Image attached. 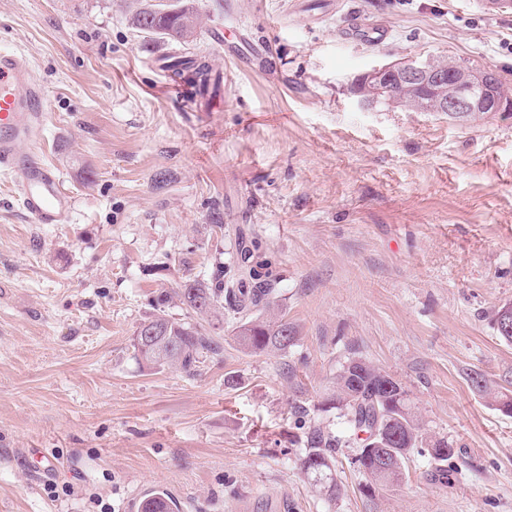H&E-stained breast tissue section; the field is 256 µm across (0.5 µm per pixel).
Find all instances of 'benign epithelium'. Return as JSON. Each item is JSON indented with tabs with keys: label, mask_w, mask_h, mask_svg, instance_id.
Instances as JSON below:
<instances>
[{
	"label": "benign epithelium",
	"mask_w": 512,
	"mask_h": 512,
	"mask_svg": "<svg viewBox=\"0 0 512 512\" xmlns=\"http://www.w3.org/2000/svg\"><path fill=\"white\" fill-rule=\"evenodd\" d=\"M371 85L376 103L379 97L392 93V84L404 83L424 89L416 99L421 112L434 110L452 118H463L486 106V98L495 95L499 74L490 68H462L440 65L435 57L405 58L374 66L361 75ZM361 101L365 106L369 103Z\"/></svg>",
	"instance_id": "1"
}]
</instances>
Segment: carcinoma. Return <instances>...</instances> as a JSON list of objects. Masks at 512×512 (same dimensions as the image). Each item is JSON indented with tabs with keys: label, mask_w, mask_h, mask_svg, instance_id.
I'll return each mask as SVG.
<instances>
[{
	"label": "carcinoma",
	"mask_w": 512,
	"mask_h": 512,
	"mask_svg": "<svg viewBox=\"0 0 512 512\" xmlns=\"http://www.w3.org/2000/svg\"><path fill=\"white\" fill-rule=\"evenodd\" d=\"M129 23L138 32L184 43L197 39L201 28L198 10L192 6L165 11L153 0H141L132 10ZM417 92L407 85L393 89L396 103L385 107H415ZM277 274L272 261L259 250L258 244L240 252V262L211 282L183 280L175 291L179 302L199 316L220 322L224 314L233 316L232 329L239 347L248 353L269 350L285 351L294 345L298 330L275 313L274 297ZM170 296L157 297V314L140 324L132 339L134 358L151 368L178 367L195 375L201 365L219 352L220 341L200 325L170 316L162 310ZM391 374L370 363L351 358L343 364L333 386L321 403V411L334 412L344 421L345 432L334 436L326 427H312L301 459L305 473L314 485L334 497L339 487L333 477L335 448H354L351 465L369 478L372 486L388 487L399 482V473L383 475L374 471V462L386 457L403 465L416 450L435 461H446L454 451L445 439L425 436L406 387L401 396H391L383 384ZM398 430L401 439L393 442L388 434Z\"/></svg>",
	"instance_id": "carcinoma-1"
}]
</instances>
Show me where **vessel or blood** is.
I'll list each match as a JSON object with an SVG mask.
<instances>
[{
	"label": "vessel or blood",
	"instance_id": "b4317fda",
	"mask_svg": "<svg viewBox=\"0 0 512 512\" xmlns=\"http://www.w3.org/2000/svg\"><path fill=\"white\" fill-rule=\"evenodd\" d=\"M389 29L380 24L352 21L344 40L362 44L387 39ZM44 91L26 56L0 51V167L8 170L18 189L17 201L35 223H60L72 206L55 169L31 154L45 118Z\"/></svg>",
	"mask_w": 512,
	"mask_h": 512
}]
</instances>
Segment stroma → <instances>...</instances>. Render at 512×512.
Here are the masks:
<instances>
[{"label": "stroma", "mask_w": 512, "mask_h": 512, "mask_svg": "<svg viewBox=\"0 0 512 512\" xmlns=\"http://www.w3.org/2000/svg\"><path fill=\"white\" fill-rule=\"evenodd\" d=\"M129 0H0V51L47 96L39 155L72 208L36 224L0 172V512H512V416L470 377L512 392V112L451 119L360 106L359 74L449 55L512 88V14L473 0H342L325 21L293 0H196L186 47L128 23ZM390 29L353 44L347 19ZM242 26L246 44L211 37ZM208 62L215 97H181L167 57ZM276 263L285 352L230 328L197 375L138 365L132 337L182 278H213L239 233ZM359 357L410 390L455 449L447 481L415 454L368 493L337 449L328 499L301 468L340 365ZM240 383L229 388L226 375ZM53 466L42 469V458Z\"/></svg>", "instance_id": "35a3bbf8"}]
</instances>
